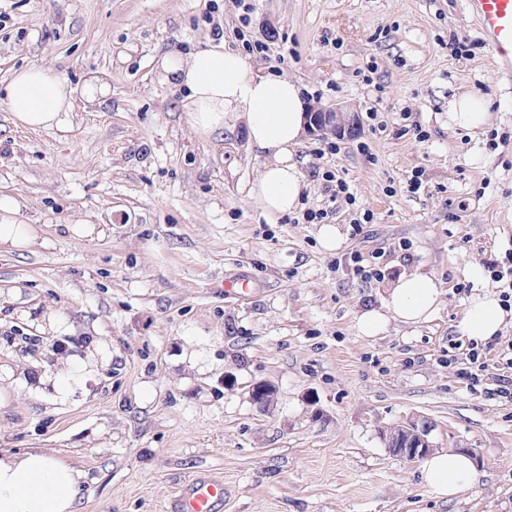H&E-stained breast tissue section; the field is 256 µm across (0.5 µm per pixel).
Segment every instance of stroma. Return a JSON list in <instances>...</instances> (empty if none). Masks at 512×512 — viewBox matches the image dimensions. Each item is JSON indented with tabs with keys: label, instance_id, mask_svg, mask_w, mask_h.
<instances>
[{
	"label": "stroma",
	"instance_id": "1",
	"mask_svg": "<svg viewBox=\"0 0 512 512\" xmlns=\"http://www.w3.org/2000/svg\"><path fill=\"white\" fill-rule=\"evenodd\" d=\"M242 51L235 0H0V86L47 62L76 88L62 127L14 125L0 95V196L32 247L0 253V365L50 373L43 316L66 312L71 355L99 350L106 371L84 395L0 407V448H44L79 461V512H169L194 478L224 481L223 512H512V403L471 392L442 356L472 291L495 290L488 262L512 250V83L499 78L462 0H255L248 35L262 74L305 86L314 108L357 117L356 136H305L300 208L335 206L339 249L319 227L269 214L249 190L264 163L244 119L191 127L164 54L212 44ZM471 44L448 54L449 38ZM291 53L279 59L281 45ZM106 95L87 100L85 81ZM490 101L482 130L448 122V101ZM429 133L416 142L401 113ZM385 120L376 131L374 119ZM345 179L373 221L331 203L324 170ZM423 171L418 194L404 190ZM93 231L81 236L77 221ZM410 242L404 252L400 242ZM381 252L379 278L338 265ZM414 272L443 285L416 325L359 335ZM230 280L251 294L228 296ZM275 398L259 409L257 383ZM415 420L436 449L471 448V485L442 500L419 463L392 456L384 431Z\"/></svg>",
	"mask_w": 512,
	"mask_h": 512
}]
</instances>
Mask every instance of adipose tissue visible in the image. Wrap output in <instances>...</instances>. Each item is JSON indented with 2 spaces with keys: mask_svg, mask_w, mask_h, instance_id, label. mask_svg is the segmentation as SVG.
I'll list each match as a JSON object with an SVG mask.
<instances>
[{
  "mask_svg": "<svg viewBox=\"0 0 512 512\" xmlns=\"http://www.w3.org/2000/svg\"><path fill=\"white\" fill-rule=\"evenodd\" d=\"M160 67L185 92L192 127L207 133L223 128L231 117L246 120L250 144L268 158L250 193L269 214L293 211L300 199L302 174L295 159L306 131L311 104L292 80L255 73L241 54L223 43L184 56H164ZM4 92L15 125L36 129L62 126L70 114L73 87L51 65L34 64L18 70ZM441 286L433 277H400L388 291L383 309L357 319L359 333L373 337L390 322L415 325L437 310ZM506 313L489 291L470 297L457 324L460 335L484 342L502 331ZM105 354H89L76 363L59 357L56 370L37 378L38 390H49L60 401L73 398L89 377L106 366ZM422 480L438 498L459 495L473 480L475 465L465 452L439 450L426 457ZM82 471L66 458L43 448L16 451L0 448V512H78Z\"/></svg>",
  "mask_w": 512,
  "mask_h": 512,
  "instance_id": "1",
  "label": "adipose tissue"
}]
</instances>
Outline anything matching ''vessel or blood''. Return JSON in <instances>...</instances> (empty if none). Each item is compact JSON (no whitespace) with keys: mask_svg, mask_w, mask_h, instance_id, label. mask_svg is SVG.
Listing matches in <instances>:
<instances>
[{"mask_svg":"<svg viewBox=\"0 0 512 512\" xmlns=\"http://www.w3.org/2000/svg\"><path fill=\"white\" fill-rule=\"evenodd\" d=\"M469 14L501 74L512 79V0H465ZM224 483L203 476L195 478L173 501L172 512H222Z\"/></svg>","mask_w":512,"mask_h":512,"instance_id":"b4317fda","label":"vessel or blood"}]
</instances>
